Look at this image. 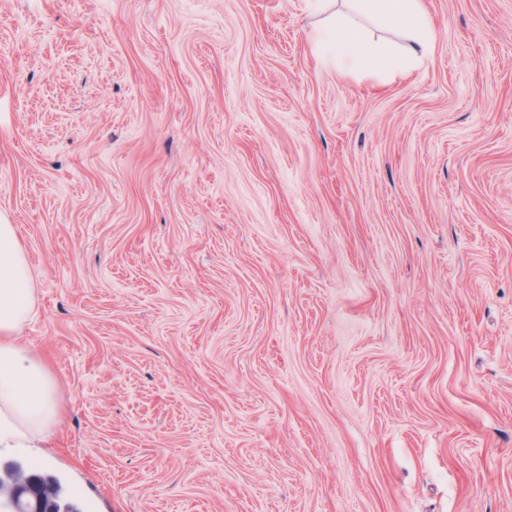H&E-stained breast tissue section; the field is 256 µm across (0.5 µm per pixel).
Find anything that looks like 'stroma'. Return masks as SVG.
Segmentation results:
<instances>
[{"label":"stroma","mask_w":512,"mask_h":512,"mask_svg":"<svg viewBox=\"0 0 512 512\" xmlns=\"http://www.w3.org/2000/svg\"><path fill=\"white\" fill-rule=\"evenodd\" d=\"M0 0V222L80 512H512V0ZM355 16L318 26L316 52L343 77L361 72L378 77L385 72L408 74L418 53L426 54L433 42V24L424 0H353ZM372 15L400 28L410 46L367 39L357 18Z\"/></svg>","instance_id":"obj_1"}]
</instances>
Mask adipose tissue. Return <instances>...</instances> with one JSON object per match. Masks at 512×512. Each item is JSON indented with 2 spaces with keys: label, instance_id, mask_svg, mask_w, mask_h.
<instances>
[{
  "label": "adipose tissue",
  "instance_id": "1",
  "mask_svg": "<svg viewBox=\"0 0 512 512\" xmlns=\"http://www.w3.org/2000/svg\"><path fill=\"white\" fill-rule=\"evenodd\" d=\"M351 17L318 26L316 52L344 77L363 73H410L433 42L424 0H353ZM372 15L400 28L408 45L367 39L359 16ZM35 290L25 249L12 224H0V447L44 442L58 425L61 408L46 362L33 356L18 330L34 309Z\"/></svg>",
  "mask_w": 512,
  "mask_h": 512
}]
</instances>
